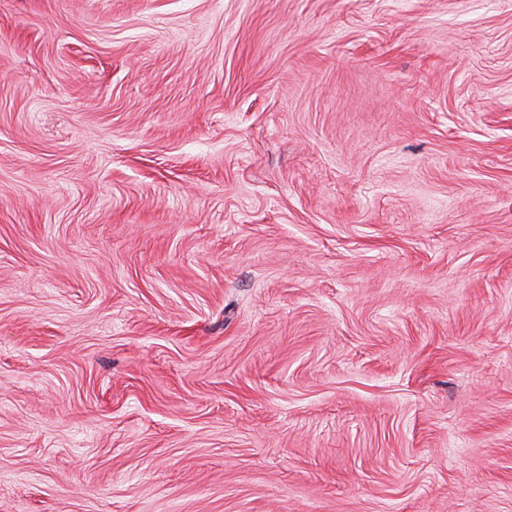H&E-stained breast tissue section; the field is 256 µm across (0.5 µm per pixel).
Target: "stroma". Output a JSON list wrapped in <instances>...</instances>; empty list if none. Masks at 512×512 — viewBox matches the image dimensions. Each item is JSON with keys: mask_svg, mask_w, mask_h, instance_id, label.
<instances>
[{"mask_svg": "<svg viewBox=\"0 0 512 512\" xmlns=\"http://www.w3.org/2000/svg\"><path fill=\"white\" fill-rule=\"evenodd\" d=\"M0 512H512V0H0Z\"/></svg>", "mask_w": 512, "mask_h": 512, "instance_id": "obj_1", "label": "stroma"}]
</instances>
